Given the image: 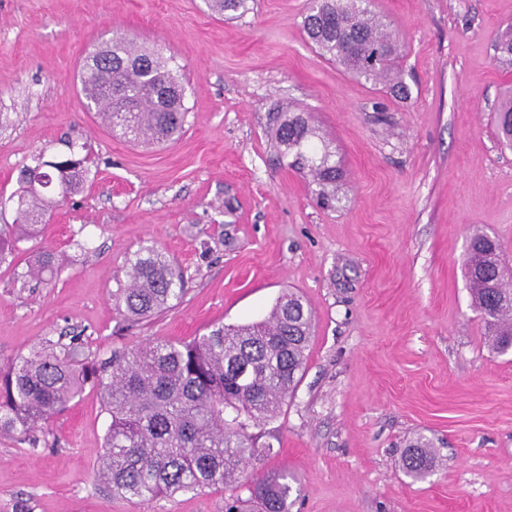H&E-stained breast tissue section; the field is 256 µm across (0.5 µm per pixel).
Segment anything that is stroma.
I'll return each mask as SVG.
<instances>
[{"instance_id": "1", "label": "stroma", "mask_w": 512, "mask_h": 512, "mask_svg": "<svg viewBox=\"0 0 512 512\" xmlns=\"http://www.w3.org/2000/svg\"><path fill=\"white\" fill-rule=\"evenodd\" d=\"M305 3L249 0L222 18L206 0H0V226L16 223L17 172L36 156L90 159L83 189L0 260V368L74 336L104 358L187 341L263 320L294 291L313 310L307 362L257 429L274 451L253 474L288 470L292 512H512V352L492 350L464 268L477 232L512 266V149L494 131L512 97L496 50L512 0H374L405 48V100L321 57ZM119 32L179 66V139L133 144L88 111L79 66ZM289 108L336 151L335 209L279 159L272 118ZM147 246L187 292L127 331L112 294ZM48 253L66 260L58 277L22 282ZM107 424L88 388L50 420L49 447L0 436V512H224L227 488L108 494ZM421 437L437 460L414 481L401 456Z\"/></svg>"}]
</instances>
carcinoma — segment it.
<instances>
[{
    "label": "carcinoma",
    "mask_w": 512,
    "mask_h": 512,
    "mask_svg": "<svg viewBox=\"0 0 512 512\" xmlns=\"http://www.w3.org/2000/svg\"><path fill=\"white\" fill-rule=\"evenodd\" d=\"M248 0H210L215 13H245ZM308 40L331 62L366 80L393 82L408 97L402 82L403 50L386 31L370 0H309L304 16ZM79 81L87 108L111 131L130 140L154 130L173 141L183 131L187 109L185 87L172 59L154 49H136L114 36L89 53ZM495 126L501 142L512 146V98L499 105ZM317 131L301 112H284L274 132L281 158L308 170L317 202L335 207L340 167L328 145L317 147ZM87 158L71 170L66 159L45 160L22 168L21 187L36 176L52 186L39 193H17L18 223L0 228V258L22 240L41 232L42 217L55 199L79 192L87 178ZM504 262L497 240L475 233L465 270L474 307L486 336L499 353L512 350V289L504 283ZM55 276L61 265L48 254L26 272ZM128 284L114 296L125 322L140 324L171 307L184 293L182 277L165 254L140 249L130 260ZM312 312L290 292L268 317L245 325H214L189 341L151 340L108 358L85 355L78 343L56 342L20 354L0 369V435L37 447V432L65 409L86 387L100 394L109 422L98 476L112 495L147 499L159 495L239 485L240 495L224 502V512H290L293 489L284 471L253 477L248 469L270 442L260 446L252 429L275 420L294 395L306 363ZM429 442L409 446L402 468L423 478L434 467Z\"/></svg>",
    "instance_id": "cac0c4a2"
}]
</instances>
